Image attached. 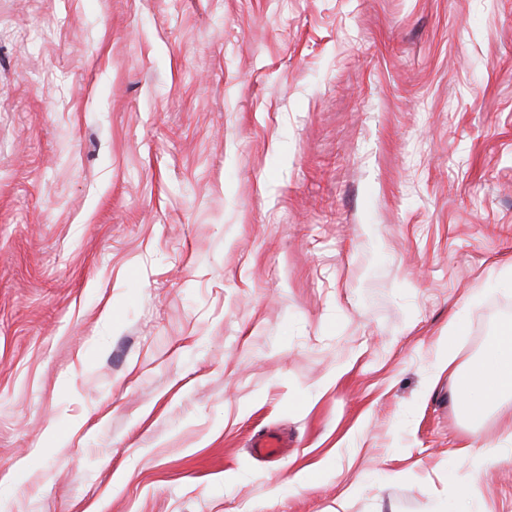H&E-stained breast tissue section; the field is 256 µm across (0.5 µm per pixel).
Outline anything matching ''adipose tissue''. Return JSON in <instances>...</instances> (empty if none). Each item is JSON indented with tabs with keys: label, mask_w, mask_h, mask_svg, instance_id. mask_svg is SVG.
<instances>
[{
	"label": "adipose tissue",
	"mask_w": 512,
	"mask_h": 512,
	"mask_svg": "<svg viewBox=\"0 0 512 512\" xmlns=\"http://www.w3.org/2000/svg\"><path fill=\"white\" fill-rule=\"evenodd\" d=\"M485 380L472 383L461 392L460 402L475 421H483L489 409L501 400L512 397V324H504L485 348L475 364ZM470 454L476 475L486 476L512 462V432L501 438L481 439L473 444Z\"/></svg>",
	"instance_id": "obj_1"
}]
</instances>
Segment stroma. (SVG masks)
Segmentation results:
<instances>
[{"label":"stroma","instance_id":"1","mask_svg":"<svg viewBox=\"0 0 512 512\" xmlns=\"http://www.w3.org/2000/svg\"><path fill=\"white\" fill-rule=\"evenodd\" d=\"M510 319L512 0H0V512H512ZM479 369L489 378L487 382L477 381L461 391V406L470 417L481 423L489 409L501 400L512 397V324L505 323L498 336L485 348L480 359L474 364L463 381L467 387ZM252 448L261 456L274 458L284 454V451L288 448V441L279 433L268 431L256 438ZM506 431L507 434L499 439H479L471 447L477 477L489 475L504 463L512 462V430Z\"/></svg>","mask_w":512,"mask_h":512}]
</instances>
